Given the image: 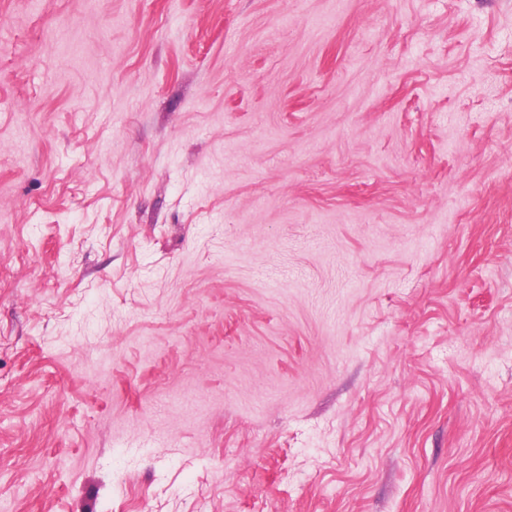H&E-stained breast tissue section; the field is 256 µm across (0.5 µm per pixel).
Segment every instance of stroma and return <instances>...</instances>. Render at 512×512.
Masks as SVG:
<instances>
[{"label": "stroma", "mask_w": 512, "mask_h": 512, "mask_svg": "<svg viewBox=\"0 0 512 512\" xmlns=\"http://www.w3.org/2000/svg\"><path fill=\"white\" fill-rule=\"evenodd\" d=\"M0 512H512V0H0Z\"/></svg>", "instance_id": "1"}]
</instances>
